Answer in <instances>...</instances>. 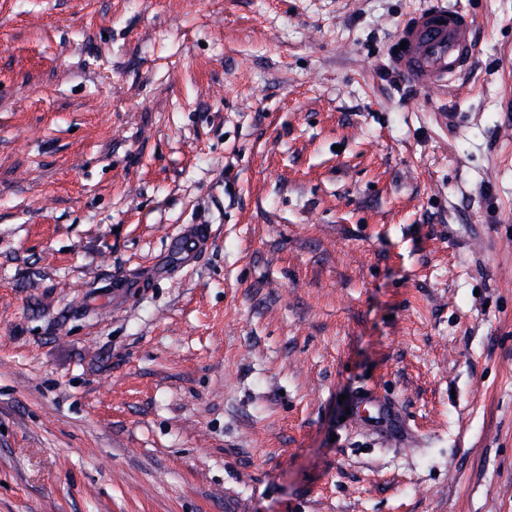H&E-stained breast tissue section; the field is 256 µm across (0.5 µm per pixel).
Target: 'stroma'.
I'll use <instances>...</instances> for the list:
<instances>
[{"label": "stroma", "instance_id": "35a3bbf8", "mask_svg": "<svg viewBox=\"0 0 512 512\" xmlns=\"http://www.w3.org/2000/svg\"><path fill=\"white\" fill-rule=\"evenodd\" d=\"M427 2L0 0V512H512V0L433 91ZM449 2L434 0L430 6L411 13L390 47L393 67L418 87H448L470 65L474 21ZM402 41L407 42L406 50L400 48ZM369 406L368 416L361 410V406ZM351 419L357 424L370 425V420L395 419L394 408L377 395L375 389L368 390L358 401V406L352 410Z\"/></svg>", "mask_w": 512, "mask_h": 512}]
</instances>
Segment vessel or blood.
Here are the masks:
<instances>
[{
	"instance_id": "vessel-or-blood-1",
	"label": "vessel or blood",
	"mask_w": 512,
	"mask_h": 512,
	"mask_svg": "<svg viewBox=\"0 0 512 512\" xmlns=\"http://www.w3.org/2000/svg\"><path fill=\"white\" fill-rule=\"evenodd\" d=\"M474 21L450 0L411 13L401 24L396 39L403 50L392 54L398 73L421 88H445L469 67L474 50ZM395 411L375 390H368L354 408L351 419L366 425L370 421L393 420Z\"/></svg>"
}]
</instances>
